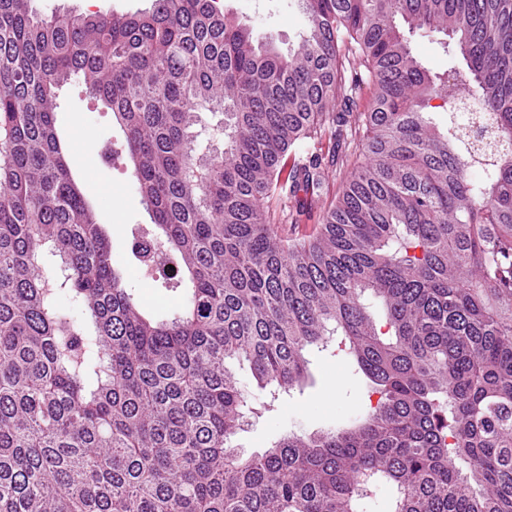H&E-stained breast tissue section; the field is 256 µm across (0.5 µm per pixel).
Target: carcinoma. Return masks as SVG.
<instances>
[{
  "label": "carcinoma",
  "instance_id": "cac0c4a2",
  "mask_svg": "<svg viewBox=\"0 0 512 512\" xmlns=\"http://www.w3.org/2000/svg\"><path fill=\"white\" fill-rule=\"evenodd\" d=\"M31 2L0 0V512H363L384 482L391 512H512V0H298L286 55L221 0ZM422 29L448 37L447 72L413 55ZM74 76L126 134L153 219L133 256L175 263L165 319L71 175L55 109ZM455 88L483 164L427 117ZM333 341L361 417L235 445L274 402L230 363L274 396ZM92 1V0H89ZM88 0H34V7L44 15L73 10L78 12H101L103 14L135 12L150 9L153 0H95L89 5Z\"/></svg>",
  "mask_w": 512,
  "mask_h": 512
}]
</instances>
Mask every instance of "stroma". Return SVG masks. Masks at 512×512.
Segmentation results:
<instances>
[{
  "label": "stroma",
  "mask_w": 512,
  "mask_h": 512,
  "mask_svg": "<svg viewBox=\"0 0 512 512\" xmlns=\"http://www.w3.org/2000/svg\"><path fill=\"white\" fill-rule=\"evenodd\" d=\"M153 0H34L44 15L59 11L134 12L151 8ZM225 10L252 29L255 38L271 32L281 53L296 49L305 30L306 18L296 0H223ZM56 120L66 134L71 149V171L89 197L100 223L109 226L112 261L122 266L130 288L143 308L163 318L181 302L177 293L161 282L145 278L132 253L131 227L146 225V210L125 160H109L108 146H120L123 134L115 125L112 112L100 102L91 101L78 82L57 92ZM310 377L305 385L290 391L273 412L252 419L236 437L239 447L255 452L279 437L295 433L308 435L352 421L366 399L365 381L356 374L344 356L310 350Z\"/></svg>",
  "instance_id": "stroma-1"
}]
</instances>
